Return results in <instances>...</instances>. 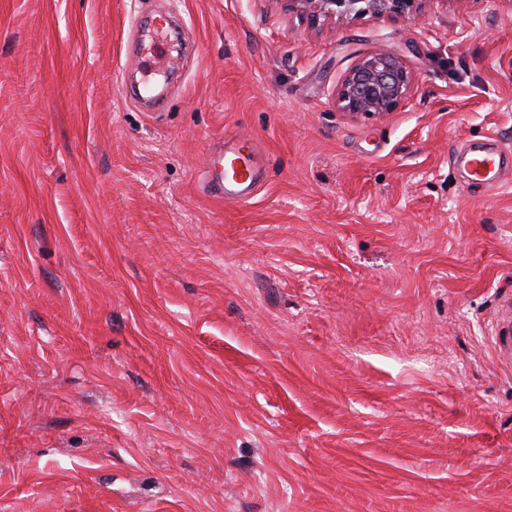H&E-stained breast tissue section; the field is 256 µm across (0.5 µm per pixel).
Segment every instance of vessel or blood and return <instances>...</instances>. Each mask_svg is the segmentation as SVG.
Returning a JSON list of instances; mask_svg holds the SVG:
<instances>
[{"mask_svg":"<svg viewBox=\"0 0 512 512\" xmlns=\"http://www.w3.org/2000/svg\"><path fill=\"white\" fill-rule=\"evenodd\" d=\"M168 34L165 26L154 31L151 45H139L133 55L136 67L152 72L166 64L165 45ZM461 155L470 182L488 189L503 183L512 170V152H490L472 146L462 149ZM257 150L253 143L236 137L226 138L223 145L207 154V185L210 196L220 199L243 201V189L251 187L255 180Z\"/></svg>","mask_w":512,"mask_h":512,"instance_id":"vessel-or-blood-1","label":"vessel or blood"}]
</instances>
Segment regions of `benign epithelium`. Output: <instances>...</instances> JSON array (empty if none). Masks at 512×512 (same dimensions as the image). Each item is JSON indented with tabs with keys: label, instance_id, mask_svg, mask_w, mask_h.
Wrapping results in <instances>:
<instances>
[{
	"label": "benign epithelium",
	"instance_id": "7a95c632",
	"mask_svg": "<svg viewBox=\"0 0 512 512\" xmlns=\"http://www.w3.org/2000/svg\"><path fill=\"white\" fill-rule=\"evenodd\" d=\"M289 12L316 23L331 19L347 23L360 16L391 17L414 21L426 0H279ZM414 77L395 51L363 56L343 79L336 104L352 119H385L409 98Z\"/></svg>",
	"mask_w": 512,
	"mask_h": 512
}]
</instances>
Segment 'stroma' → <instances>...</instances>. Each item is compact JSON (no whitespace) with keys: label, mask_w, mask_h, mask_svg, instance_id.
I'll use <instances>...</instances> for the list:
<instances>
[{"label":"stroma","mask_w":512,"mask_h":512,"mask_svg":"<svg viewBox=\"0 0 512 512\" xmlns=\"http://www.w3.org/2000/svg\"><path fill=\"white\" fill-rule=\"evenodd\" d=\"M186 44L161 107L127 44ZM0 0V512H512V0ZM399 51L390 118L336 106ZM258 149L245 204L206 150ZM288 12H296L311 22L331 19L347 23L360 16L391 17L415 21L426 0H277ZM414 77L395 51L363 56L343 79L336 104L352 119H385L409 98ZM469 175V185H480L486 189L497 188L511 171V149L499 150L497 153L465 147L460 152Z\"/></svg>","instance_id":"1"}]
</instances>
